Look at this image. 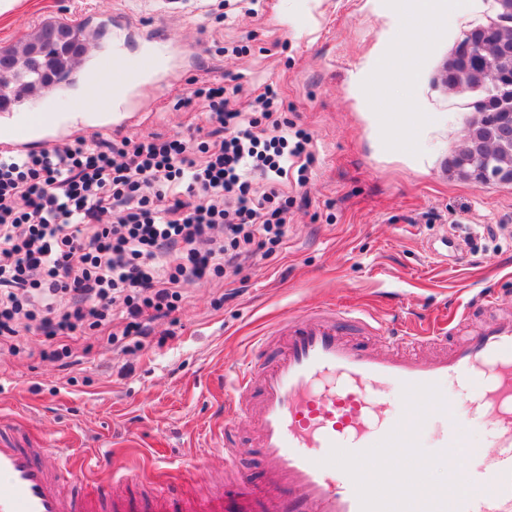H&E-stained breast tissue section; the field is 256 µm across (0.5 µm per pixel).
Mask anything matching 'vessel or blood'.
<instances>
[{
    "instance_id": "1",
    "label": "vessel or blood",
    "mask_w": 512,
    "mask_h": 512,
    "mask_svg": "<svg viewBox=\"0 0 512 512\" xmlns=\"http://www.w3.org/2000/svg\"><path fill=\"white\" fill-rule=\"evenodd\" d=\"M163 54L162 42L152 41L138 60L117 49L102 58L89 80L101 94V110L121 111L122 100L158 74ZM116 70L124 81L114 85ZM51 123L47 113H30L0 148L49 140ZM341 320L333 308L288 317L262 339L276 350L272 362L243 360L225 390L226 413L250 424V445L272 474L263 488L240 493L239 512H512V316L484 322L453 343L441 327L409 326L399 349L384 356L347 336ZM423 342L436 345L433 356L412 354ZM476 382L481 391L474 407L494 426L490 452L468 445L440 393L448 383L466 390ZM389 386L411 398L422 395L425 417L400 421L384 414L376 399ZM426 425L434 447L463 449L471 464L466 485L453 473L442 482L428 478L415 451L416 434ZM374 448L391 449L400 468L376 466ZM86 465L81 453L63 463L49 448L0 434V512H129L127 498L113 491L116 476L73 501L65 485ZM170 479L157 472L135 477L149 488L148 512H224L222 490L173 504Z\"/></svg>"
}]
</instances>
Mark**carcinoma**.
<instances>
[{"instance_id":"1","label":"carcinoma","mask_w":512,"mask_h":512,"mask_svg":"<svg viewBox=\"0 0 512 512\" xmlns=\"http://www.w3.org/2000/svg\"><path fill=\"white\" fill-rule=\"evenodd\" d=\"M81 30L58 21H46L28 34L20 47L0 49V104L16 95L21 87L31 94H41L55 85L61 75L74 69L81 57L79 43ZM507 42L495 37L485 46L494 48V55L482 53L462 61L457 67L447 69L443 82L481 89L475 105L477 117L469 123L467 136L461 148L450 155L453 163L493 143L497 146L500 162L512 173V134L505 137L492 115L512 112V54L504 53ZM497 73L496 83L486 75L488 69Z\"/></svg>"}]
</instances>
